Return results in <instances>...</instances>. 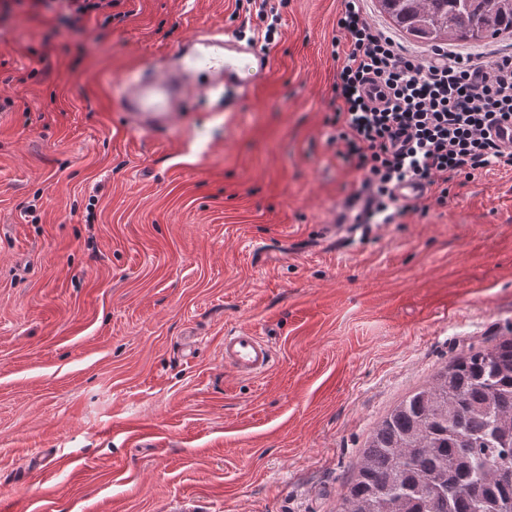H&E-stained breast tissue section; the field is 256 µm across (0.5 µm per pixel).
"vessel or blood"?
Segmentation results:
<instances>
[{"label":"vessel or blood","mask_w":512,"mask_h":512,"mask_svg":"<svg viewBox=\"0 0 512 512\" xmlns=\"http://www.w3.org/2000/svg\"><path fill=\"white\" fill-rule=\"evenodd\" d=\"M165 80L130 81L122 110L141 129L160 132L181 118L185 96L180 83L207 76L211 86L255 83L270 72L268 54L239 38H225L223 31L190 37L165 59ZM224 363L239 375L258 377L274 363L270 344L254 332L235 329L224 336Z\"/></svg>","instance_id":"vessel-or-blood-1"}]
</instances>
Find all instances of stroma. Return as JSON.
I'll use <instances>...</instances> for the list:
<instances>
[{"label": "stroma", "mask_w": 512, "mask_h": 512, "mask_svg": "<svg viewBox=\"0 0 512 512\" xmlns=\"http://www.w3.org/2000/svg\"><path fill=\"white\" fill-rule=\"evenodd\" d=\"M271 70L163 134L126 80L237 0L0 22V498L13 512H337L366 442L460 354L512 337V171L323 245L358 187L326 123L342 0H270ZM287 246L260 264L257 248ZM258 332L260 381L224 364ZM275 358L272 347L254 332L234 329L224 336V364L239 375L258 377L269 372Z\"/></svg>", "instance_id": "1"}]
</instances>
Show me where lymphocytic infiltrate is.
I'll list each match as a JSON object with an SVG mask.
<instances>
[{"label":"lymphocytic infiltrate","instance_id":"obj_1","mask_svg":"<svg viewBox=\"0 0 512 512\" xmlns=\"http://www.w3.org/2000/svg\"><path fill=\"white\" fill-rule=\"evenodd\" d=\"M336 26L329 140L359 174L366 208L357 223H401L412 210L395 194L402 183L437 186L443 205L450 186L512 169V150L499 140L512 129L511 52L417 56L374 27L361 0H344Z\"/></svg>","mask_w":512,"mask_h":512}]
</instances>
